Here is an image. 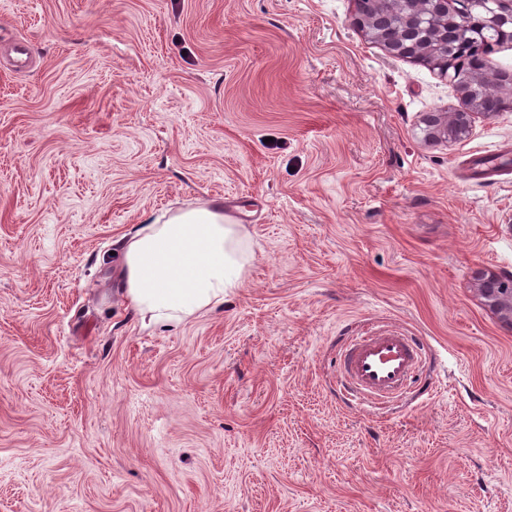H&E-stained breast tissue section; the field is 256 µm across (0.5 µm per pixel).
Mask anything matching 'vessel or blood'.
<instances>
[{"label": "vessel or blood", "instance_id": "b4317fda", "mask_svg": "<svg viewBox=\"0 0 512 512\" xmlns=\"http://www.w3.org/2000/svg\"><path fill=\"white\" fill-rule=\"evenodd\" d=\"M418 355L417 339L397 329L350 337L341 353L345 388L362 405L390 401L401 394Z\"/></svg>", "mask_w": 512, "mask_h": 512}]
</instances>
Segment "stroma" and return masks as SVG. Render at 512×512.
Instances as JSON below:
<instances>
[{
    "label": "stroma",
    "mask_w": 512,
    "mask_h": 512,
    "mask_svg": "<svg viewBox=\"0 0 512 512\" xmlns=\"http://www.w3.org/2000/svg\"><path fill=\"white\" fill-rule=\"evenodd\" d=\"M354 0H0V512H512V106L389 56ZM222 202L224 307L141 329L110 277L146 217ZM418 336L355 408L344 337ZM475 287L484 303L510 326L512 325V279L505 280L493 272L474 271Z\"/></svg>",
    "instance_id": "stroma-1"
}]
</instances>
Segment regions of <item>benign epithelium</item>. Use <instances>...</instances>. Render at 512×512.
I'll list each match as a JSON object with an SVG mask.
<instances>
[{
    "label": "benign epithelium",
    "mask_w": 512,
    "mask_h": 512,
    "mask_svg": "<svg viewBox=\"0 0 512 512\" xmlns=\"http://www.w3.org/2000/svg\"><path fill=\"white\" fill-rule=\"evenodd\" d=\"M394 5L385 29L378 0H355L352 24L400 58L423 61L450 78L465 106L453 112H429L423 118L424 138L451 143L466 139L484 110L481 84L454 69V56L479 43L512 36V0H390ZM475 287L484 303L512 325V279L474 271Z\"/></svg>",
    "instance_id": "1"
}]
</instances>
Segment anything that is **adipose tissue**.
<instances>
[{
    "label": "adipose tissue",
    "mask_w": 512,
    "mask_h": 512,
    "mask_svg": "<svg viewBox=\"0 0 512 512\" xmlns=\"http://www.w3.org/2000/svg\"><path fill=\"white\" fill-rule=\"evenodd\" d=\"M251 259L241 224L204 200L145 220L124 239L115 276L141 328L176 327L222 307Z\"/></svg>",
    "instance_id": "ef3b65f1"
}]
</instances>
